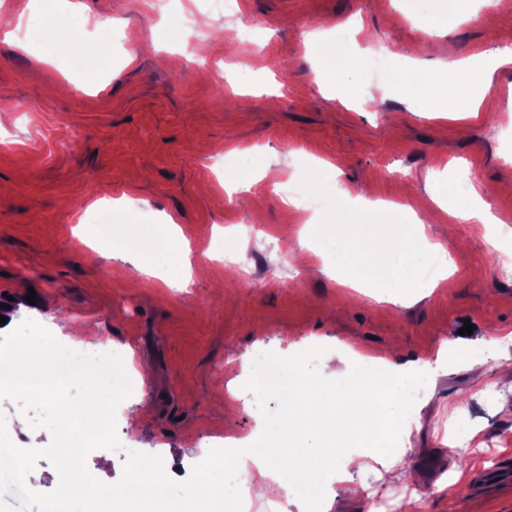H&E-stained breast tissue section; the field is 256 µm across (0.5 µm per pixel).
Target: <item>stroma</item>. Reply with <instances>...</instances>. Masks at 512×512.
<instances>
[{"instance_id":"1","label":"stroma","mask_w":512,"mask_h":512,"mask_svg":"<svg viewBox=\"0 0 512 512\" xmlns=\"http://www.w3.org/2000/svg\"><path fill=\"white\" fill-rule=\"evenodd\" d=\"M56 6L78 15L81 49L99 54L90 92L80 57L43 61L41 0H0V19L26 25L23 37L0 38V315L34 320L77 352L128 354L139 397L120 408L118 439L159 456L180 482L211 449L258 436L242 370L255 351L287 363L317 350L325 377L351 366L353 349L420 366L429 385L412 401L396 477L363 457L361 492L338 488L325 512H373L376 497L389 512H512V388L493 371L476 379L453 352L468 322L475 358L512 357V277L496 271L497 254L512 258V64L493 71L466 122L425 98L410 111L389 86L405 59L435 70L512 43V0H470L477 20L430 33L416 21L423 0H239L231 23L199 0L200 40L178 23L182 0L160 15L145 0ZM312 32L342 37L365 60L347 75L358 103L316 83L322 60L303 42ZM151 42L161 51L129 60ZM313 160L361 208L430 203L442 177L472 184L509 234L493 247L486 225L465 217L427 225L429 241L449 248L452 276L401 305L377 300L299 259L323 210L302 215L286 200ZM226 172L257 182L230 194L218 181ZM123 197L126 209L107 208ZM168 216L198 270L184 288L77 234L157 228ZM243 224L263 231L237 243ZM0 415L18 446L50 443L17 401L0 398Z\"/></svg>"}]
</instances>
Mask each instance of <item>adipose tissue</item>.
<instances>
[{"instance_id":"obj_1","label":"adipose tissue","mask_w":512,"mask_h":512,"mask_svg":"<svg viewBox=\"0 0 512 512\" xmlns=\"http://www.w3.org/2000/svg\"><path fill=\"white\" fill-rule=\"evenodd\" d=\"M42 11L41 38L49 58L74 55L77 19L60 13L53 0H44ZM484 63L477 57L468 63L445 62L436 72L415 68L404 74L403 82L425 89L439 111L465 118L476 114L486 94L485 84L473 80L452 86L448 74L469 66L480 69ZM436 203L452 217L463 213L479 224L497 221L476 190L461 191L451 181L442 184ZM169 231L168 237L161 238L146 227L129 229L123 233L124 244L135 255L141 273L185 286L193 274L190 245L177 225H170ZM256 379L284 394L288 406L279 422L267 425L265 437L256 446L239 449L249 467L236 493L224 494L225 512H238L241 499L261 498L274 489L306 500L314 494L327 495L330 482L351 483L353 460L346 449L357 440L371 445L374 458L384 468L396 465L398 454L391 437L403 431L407 374L342 373L323 381L310 363L300 360L265 367Z\"/></svg>"}]
</instances>
